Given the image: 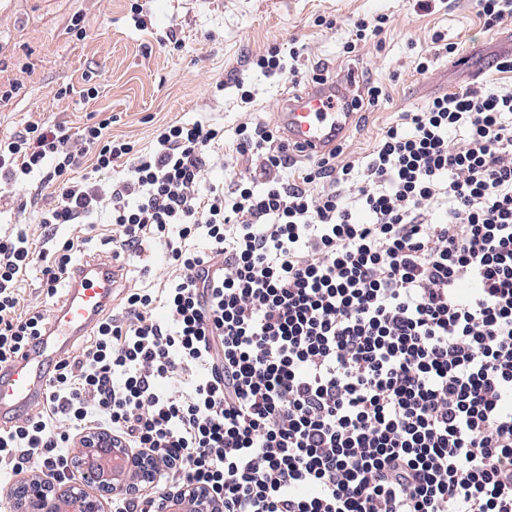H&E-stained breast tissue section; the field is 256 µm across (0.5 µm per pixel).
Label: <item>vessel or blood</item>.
I'll use <instances>...</instances> for the list:
<instances>
[{
	"instance_id": "obj_1",
	"label": "vessel or blood",
	"mask_w": 512,
	"mask_h": 512,
	"mask_svg": "<svg viewBox=\"0 0 512 512\" xmlns=\"http://www.w3.org/2000/svg\"><path fill=\"white\" fill-rule=\"evenodd\" d=\"M360 104L354 73L310 82L303 93L285 98L278 135L302 158L329 154L343 141ZM125 273L126 259L116 251L74 268L68 295L54 307L47 333L33 350L0 366V428L9 426L21 409L45 401L54 364L95 328Z\"/></svg>"
}]
</instances>
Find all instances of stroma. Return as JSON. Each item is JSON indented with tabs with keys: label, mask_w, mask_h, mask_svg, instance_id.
<instances>
[{
	"label": "stroma",
	"mask_w": 512,
	"mask_h": 512,
	"mask_svg": "<svg viewBox=\"0 0 512 512\" xmlns=\"http://www.w3.org/2000/svg\"><path fill=\"white\" fill-rule=\"evenodd\" d=\"M321 15L333 28L316 26ZM379 16L387 19L380 39L344 54L354 22ZM76 17L84 20L85 38L69 31ZM437 31L481 68L512 38V19L487 28L472 0H452L435 12L416 0H0V85H17L0 101V138L31 122L77 129L105 117L114 137L141 149L160 125L180 120L207 121L229 137L240 121L234 77L269 45L296 44L306 46L308 67L328 76L352 70L360 85L385 86L386 100L368 108L343 143L345 156L361 158L398 112L468 83L447 55L434 53ZM176 40L181 49L173 48ZM421 53L433 57L425 75L409 66ZM89 72L98 89L92 99L83 95ZM252 84L256 117L272 127L283 97L304 90L258 74ZM62 86L71 93L60 99L55 91Z\"/></svg>",
	"instance_id": "stroma-1"
}]
</instances>
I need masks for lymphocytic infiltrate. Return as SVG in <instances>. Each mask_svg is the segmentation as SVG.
I'll use <instances>...</instances> for the list:
<instances>
[{
	"instance_id": "1",
	"label": "lymphocytic infiltrate",
	"mask_w": 512,
	"mask_h": 512,
	"mask_svg": "<svg viewBox=\"0 0 512 512\" xmlns=\"http://www.w3.org/2000/svg\"><path fill=\"white\" fill-rule=\"evenodd\" d=\"M301 57L275 44L249 66L295 80ZM233 83L244 119L225 150L202 120L146 150L108 117L0 139V199L53 186L41 227L103 217L142 271L150 245L167 268L0 430V466L63 468L71 436L105 427L161 463L153 495L115 512H161L187 483L224 512H512V84L434 97L368 155L300 169ZM218 165L228 181L208 182ZM85 243L0 230V363L52 322L22 308L24 278L55 297Z\"/></svg>"
}]
</instances>
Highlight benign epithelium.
<instances>
[{"label":"benign epithelium","mask_w":512,"mask_h":512,"mask_svg":"<svg viewBox=\"0 0 512 512\" xmlns=\"http://www.w3.org/2000/svg\"><path fill=\"white\" fill-rule=\"evenodd\" d=\"M84 451L83 463H92L91 473L95 475L97 485L103 492L120 488L131 489L148 478L155 468V462L112 442V434L105 430L84 432L79 438ZM63 479L56 472L37 471L20 491L21 512H59L56 499L64 497L69 512H101L102 503L88 496L76 483H71L58 493ZM173 497L181 500L185 506L194 508V512H223L221 504L215 502L209 493L196 484L180 487Z\"/></svg>","instance_id":"benign-epithelium-1"}]
</instances>
